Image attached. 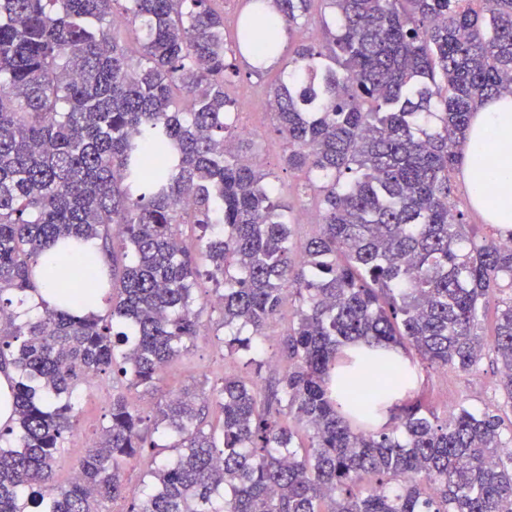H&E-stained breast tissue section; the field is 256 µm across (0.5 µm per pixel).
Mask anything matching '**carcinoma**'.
<instances>
[{"mask_svg":"<svg viewBox=\"0 0 512 512\" xmlns=\"http://www.w3.org/2000/svg\"><path fill=\"white\" fill-rule=\"evenodd\" d=\"M215 0H0V371L15 419L0 429V512H107L128 462L151 460L129 512H512V455L498 410L441 417L416 399L386 427L385 395L410 371L379 367L331 395L341 349L363 340L467 373L482 359L486 304L512 283V248L474 239L449 174L472 116L512 94V0H326L323 42L302 44L266 95L307 173L320 224L293 257L294 209L269 174L227 147L237 73ZM232 54L260 75L313 0H253ZM139 27L129 54L113 17ZM192 224L204 242L182 243ZM97 240L112 259L82 271L110 312L45 302L34 275L48 248ZM215 285L225 356L260 374L264 328L286 295L297 321L289 367L262 390L226 374L170 397L150 425L123 393L62 488L56 455L90 375L153 390L204 324L197 280ZM493 350L512 403V299ZM218 402L222 436L206 428ZM293 420L310 445L295 446Z\"/></svg>","mask_w":512,"mask_h":512,"instance_id":"carcinoma-1","label":"carcinoma"}]
</instances>
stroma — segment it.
I'll return each mask as SVG.
<instances>
[{"mask_svg": "<svg viewBox=\"0 0 512 512\" xmlns=\"http://www.w3.org/2000/svg\"><path fill=\"white\" fill-rule=\"evenodd\" d=\"M277 75V70L272 69L259 79L250 76L246 66H239L237 76L232 77L228 86L230 96L236 101L234 124L247 156L261 170L270 172L278 196L296 209L313 214L317 206L310 192L304 188L305 175L283 165L281 158L287 151L286 144L275 131L273 113L264 108L257 93L260 85L273 84ZM450 182L451 199L464 214L466 222L472 224L475 235L483 240L498 238L496 227L488 224L483 213L471 203L464 162H457L450 174ZM509 297H512V288H503L499 299ZM499 299L490 300L485 309L481 335L488 347L473 371L462 373L452 369L420 367L414 394L438 414H445L447 409L462 402L476 411L488 407L500 409L504 421H512V404L507 402L498 386L500 366L493 349L489 347L495 334ZM296 308L294 300H287L279 315L265 328L266 363L261 371L262 381L281 376L287 367L280 344L296 320ZM237 370V365L224 357L221 337L205 332L189 342L187 352L167 365L157 390L145 392L132 389L127 396L143 415L154 418L158 415L159 405L169 395L196 387L206 379L217 380ZM112 393V377L108 374L83 384L74 430L67 437L65 449L54 465L55 484L67 482L84 456L87 442L99 436L106 426L112 408Z\"/></svg>", "mask_w": 512, "mask_h": 512, "instance_id": "obj_1", "label": "stroma"}]
</instances>
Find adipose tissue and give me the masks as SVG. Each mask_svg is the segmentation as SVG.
<instances>
[{"label":"adipose tissue","mask_w":512,"mask_h":512,"mask_svg":"<svg viewBox=\"0 0 512 512\" xmlns=\"http://www.w3.org/2000/svg\"><path fill=\"white\" fill-rule=\"evenodd\" d=\"M470 199L488 223L512 230V96L486 101L464 144Z\"/></svg>","instance_id":"1"}]
</instances>
